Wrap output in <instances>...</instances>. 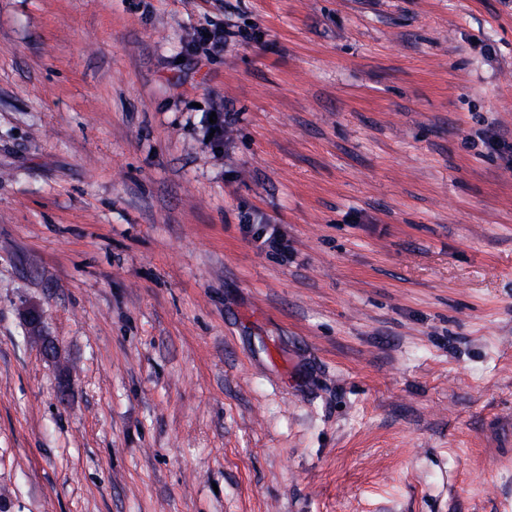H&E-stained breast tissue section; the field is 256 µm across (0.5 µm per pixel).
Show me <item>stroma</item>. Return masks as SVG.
Instances as JSON below:
<instances>
[{
	"label": "stroma",
	"mask_w": 512,
	"mask_h": 512,
	"mask_svg": "<svg viewBox=\"0 0 512 512\" xmlns=\"http://www.w3.org/2000/svg\"><path fill=\"white\" fill-rule=\"evenodd\" d=\"M511 146L512 0H0V512H512Z\"/></svg>",
	"instance_id": "35a3bbf8"
}]
</instances>
